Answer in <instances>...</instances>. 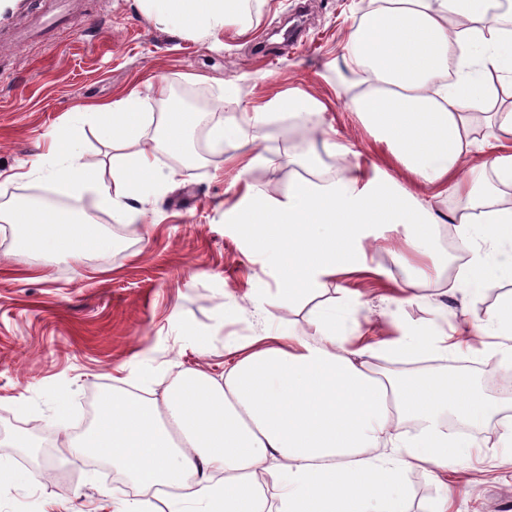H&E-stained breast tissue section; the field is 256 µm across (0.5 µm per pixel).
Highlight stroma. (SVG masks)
Wrapping results in <instances>:
<instances>
[{"label":"stroma","instance_id":"35a3bbf8","mask_svg":"<svg viewBox=\"0 0 512 512\" xmlns=\"http://www.w3.org/2000/svg\"><path fill=\"white\" fill-rule=\"evenodd\" d=\"M54 0H16L0 12V206L24 192L56 193L73 211L90 212L115 239L104 256L71 260L17 250L15 229L0 221V463L23 480L0 491V512H112L116 499H152L124 473L94 459L63 463L62 433L77 435L100 392L115 386L162 391L176 373L201 367L221 376L229 361L226 338H246L268 326L309 335L312 309L335 307L345 331L360 335L372 323L374 336L422 333L445 323L462 324L469 311L493 312L512 296V280L500 279L478 299L468 297L462 278L467 264L450 262L445 227L435 228L437 277L421 282L413 301H402L407 276L398 263L409 254L405 227L385 232L366 248L369 278L354 275L323 281L316 292L290 303L267 257L253 249L233 223L245 188L237 179L235 152L208 151L207 127L189 138L192 164L158 152L171 181L142 205L144 222L130 224L96 210L90 197L57 194L47 181L26 178L35 163L49 160L69 113L89 102H111L147 78L172 79L201 91L213 106L209 124L253 112L274 95L299 89L328 106L324 118L348 144L347 164L383 166L389 150L349 109L340 95L334 59L347 51V32L367 0H266L246 34L226 31L220 45L202 44L156 26L137 0H69L66 18L42 29L40 16ZM303 23L292 45L267 38L288 13ZM296 126L257 129L254 150L265 162L253 176L258 188L276 181L274 197L295 177L288 159L296 149ZM263 301L270 318L258 324L250 311L225 318L224 304ZM492 339L466 337L460 351L429 360L451 369L487 398L501 402L500 380L512 367L485 352ZM66 415H58L59 404ZM449 434L473 433L484 446L479 460L444 471L409 468L402 489L410 512H431L440 496L448 512H512V467L501 463L498 420L472 428L455 416L442 418ZM38 431L35 448H13L12 435ZM109 496H102V489Z\"/></svg>","mask_w":512,"mask_h":512}]
</instances>
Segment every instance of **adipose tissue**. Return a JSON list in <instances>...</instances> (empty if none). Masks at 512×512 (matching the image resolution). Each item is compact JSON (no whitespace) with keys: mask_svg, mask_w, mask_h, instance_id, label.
I'll return each mask as SVG.
<instances>
[{"mask_svg":"<svg viewBox=\"0 0 512 512\" xmlns=\"http://www.w3.org/2000/svg\"><path fill=\"white\" fill-rule=\"evenodd\" d=\"M158 25L195 40L219 44L224 31L245 28L264 0H138ZM500 0H386L367 13L348 37L346 69L364 70V89L351 107L379 135L392 157L390 169L367 175L341 165L327 183L289 181L285 197L250 194L234 221L252 248L278 255L280 297L295 299L326 279L362 268L373 226H407L417 263L402 285L413 297L430 266L436 225H456L470 252L476 278L466 280L479 297L512 267L492 265L495 243L512 241V209L497 207L493 190L478 175H464L473 146V112L497 88L512 90V30H504ZM165 82L132 89L106 104L85 106L112 150L111 178L85 163L82 129L61 128L65 144L42 178L69 196L92 195L98 210L135 222L139 201L168 181L156 150L183 156L204 113L166 114L154 144L144 128ZM310 95L293 90L209 130L213 149L242 152L241 176L260 161L250 150V129L276 114L325 112ZM490 149L495 173L512 183V106L493 111ZM416 185L453 191L461 204L446 214L402 188L397 173ZM9 221L23 250L80 263L111 252L114 242L84 213L69 214L25 202ZM313 335L262 330L224 343L232 362L222 377L183 370L162 392H103L90 429L65 437L68 462L93 456L120 467L141 486L167 489L169 512H183L177 488L190 486L195 512H407L401 474L413 466L445 469L468 456L478 442L449 438L442 424L451 411L479 427L500 408L469 382L444 375L386 377L381 355L411 358L444 355L448 333L405 335L388 343L354 346L335 313L312 310ZM417 424L403 433L405 422Z\"/></svg>","mask_w":512,"mask_h":512,"instance_id":"1","label":"adipose tissue"}]
</instances>
